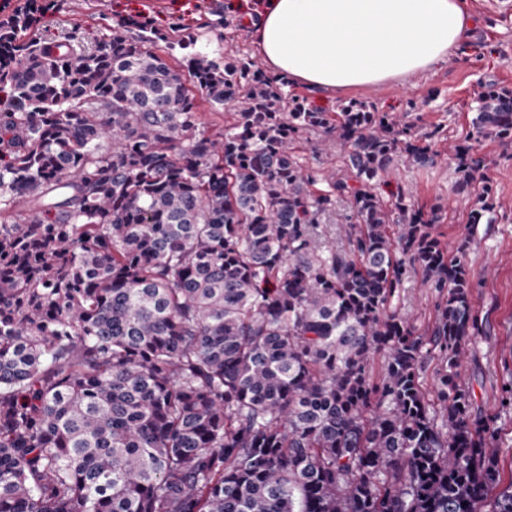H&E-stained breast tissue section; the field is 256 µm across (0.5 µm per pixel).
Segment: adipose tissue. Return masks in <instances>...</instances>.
<instances>
[{
	"mask_svg": "<svg viewBox=\"0 0 512 512\" xmlns=\"http://www.w3.org/2000/svg\"><path fill=\"white\" fill-rule=\"evenodd\" d=\"M471 22L466 0H266L253 38L268 71L333 93L446 63Z\"/></svg>",
	"mask_w": 512,
	"mask_h": 512,
	"instance_id": "obj_1",
	"label": "adipose tissue"
}]
</instances>
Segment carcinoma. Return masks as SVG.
I'll use <instances>...</instances> for the list:
<instances>
[{
    "label": "carcinoma",
    "instance_id": "cac0c4a2",
    "mask_svg": "<svg viewBox=\"0 0 512 512\" xmlns=\"http://www.w3.org/2000/svg\"><path fill=\"white\" fill-rule=\"evenodd\" d=\"M127 24L87 46L0 25V512H512L498 416L460 383L483 331L470 238L375 192L395 156L434 162L435 133ZM197 92L234 107L223 130ZM472 129L512 138V91ZM309 134L343 165L303 161ZM448 157L481 183L470 226L492 222L482 158ZM344 200L342 253L321 220ZM416 268L422 331L395 306ZM198 112L203 125L212 131L224 129V124L230 121V112H233L230 106H224V109L215 110L197 95ZM312 143H306L305 138L300 140L297 144V153L304 156L307 162L314 167L332 168L339 165V160L349 149L348 146L338 142H332L326 151H321L317 154L311 152Z\"/></svg>",
    "mask_w": 512,
    "mask_h": 512
}]
</instances>
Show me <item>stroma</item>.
<instances>
[{"label":"stroma","mask_w":512,"mask_h":512,"mask_svg":"<svg viewBox=\"0 0 512 512\" xmlns=\"http://www.w3.org/2000/svg\"><path fill=\"white\" fill-rule=\"evenodd\" d=\"M477 23L470 36L453 50L446 63L433 71L370 89H349L320 94L293 85L294 94L327 112L351 101L373 104L380 112L407 114L410 121L430 131L442 127L435 139L437 158L421 168L394 160L393 178L380 185L383 197L403 191L424 210H437L435 231L442 242L470 238L468 263L475 283L472 300L486 318V332L478 336L475 358L462 370L482 411L498 414L502 445L501 487L512 485V411L500 408L501 388L512 381V140L488 138L478 146L488 167L495 198V221L471 227L467 194L457 192L459 176L444 149L447 142L464 143L474 109L487 87L512 90V0H467ZM259 0H60L47 11L41 31L60 36L78 31L85 43L111 35L128 16L162 21L180 20L202 35L206 49L224 52L239 48L256 56L247 15ZM421 271L405 279L398 306L407 311L417 328L434 317L435 293L422 287Z\"/></svg>","instance_id":"obj_1"}]
</instances>
